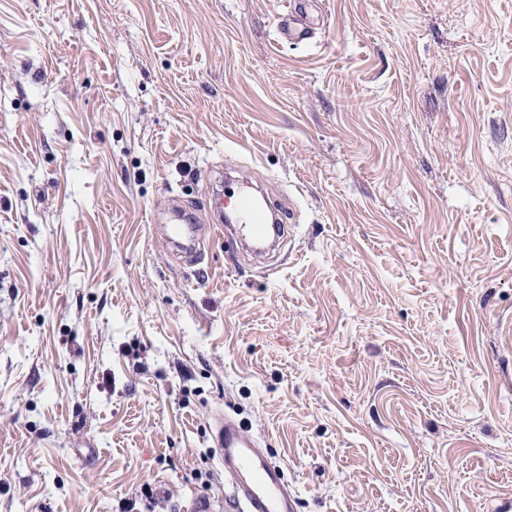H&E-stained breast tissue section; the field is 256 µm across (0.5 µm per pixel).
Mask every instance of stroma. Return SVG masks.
<instances>
[{
	"label": "stroma",
	"instance_id": "stroma-1",
	"mask_svg": "<svg viewBox=\"0 0 512 512\" xmlns=\"http://www.w3.org/2000/svg\"><path fill=\"white\" fill-rule=\"evenodd\" d=\"M225 415L298 512H512V0H0V512L223 500ZM228 202L230 201H228L226 195L225 206L238 214L241 223L239 225H227V227L233 235L239 236L241 234L249 238L250 244L255 250L261 249L267 243L271 233L276 236L283 235L284 227L282 225L266 224L265 215L255 207L254 197L247 191L240 189L236 192V197L231 202L232 207H229ZM259 241L262 242L260 245L257 244Z\"/></svg>",
	"mask_w": 512,
	"mask_h": 512
}]
</instances>
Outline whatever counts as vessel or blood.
I'll return each instance as SVG.
<instances>
[{"label": "vessel or blood", "mask_w": 512, "mask_h": 512, "mask_svg": "<svg viewBox=\"0 0 512 512\" xmlns=\"http://www.w3.org/2000/svg\"><path fill=\"white\" fill-rule=\"evenodd\" d=\"M232 209L240 218L231 229L233 235L255 244L284 233L282 225L268 224L245 190H238ZM216 442L224 464V501L231 512H298V497L289 488L282 466L272 462L246 430L229 419L218 421Z\"/></svg>", "instance_id": "1"}]
</instances>
